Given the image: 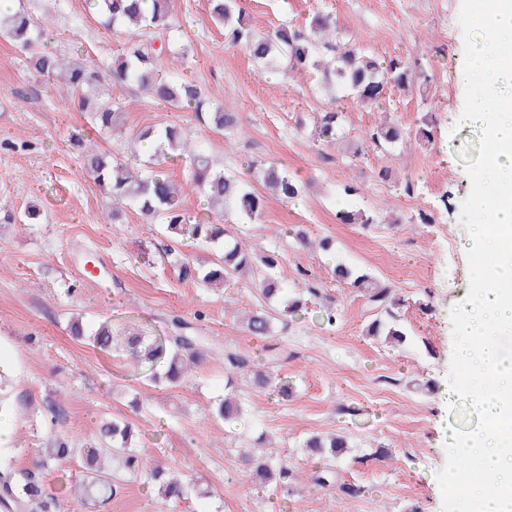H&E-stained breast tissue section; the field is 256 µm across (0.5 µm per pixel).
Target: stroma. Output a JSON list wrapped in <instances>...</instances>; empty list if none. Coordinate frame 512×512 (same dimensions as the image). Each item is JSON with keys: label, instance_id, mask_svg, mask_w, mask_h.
<instances>
[{"label": "stroma", "instance_id": "1", "mask_svg": "<svg viewBox=\"0 0 512 512\" xmlns=\"http://www.w3.org/2000/svg\"><path fill=\"white\" fill-rule=\"evenodd\" d=\"M48 17L45 49L66 58L106 64L124 43L87 11L86 0H23ZM461 0H244L250 24L272 31L288 21L308 26L312 16L336 20L341 42L379 58L416 65L412 91L391 92L382 108L342 98L343 134L334 144L308 133L330 94L318 74L292 79L261 73L244 51L226 47L206 0H174L189 47L179 71L195 79L225 111L241 113L232 135L203 128L191 113L156 103L136 86L101 79L98 93L121 105L117 133H101L93 115L61 102L52 81L29 72L24 52L0 36V343L15 354L12 407L18 418L5 453L16 468L30 467L38 449L55 438L82 446L101 420L133 424L139 445L166 466L197 479L199 491L167 512H440L436 478L446 462V429L460 420L443 399L451 389L453 335L449 314L469 287L468 232L460 220L470 191L465 158H477L479 130L462 122L464 42ZM417 129L430 118L434 138L389 148L363 143L383 114ZM185 126L194 143L225 171L245 176L248 160L275 162L302 183L285 204L268 197L260 221L240 235L257 255L277 259L286 283L305 281L302 315L277 323L272 337L284 351L274 369L292 395L280 401L235 376L244 402L241 419L227 423L203 412L224 392V361L210 356L179 385L146 389L136 368L77 341L74 320L86 328L111 319L116 333L153 335L172 319L189 321L195 335L217 346L250 349L264 357L233 317L261 296L248 281L224 289L180 280L163 225L149 224L133 207L113 210L69 142L84 132L114 157L130 156V139L163 123ZM353 195H345V186ZM43 213L20 224L26 207ZM341 210H360L370 225L341 224ZM330 237L331 252L300 245L286 228ZM95 261L92 281L78 279ZM342 263L391 285L409 340L391 346L364 336L374 312L361 293L336 280ZM336 309L335 324L322 323ZM338 433L349 443L335 462L337 487L314 485L321 460L301 444L314 433ZM278 445L287 488L262 490L251 481L240 448L258 435ZM352 485L357 495L341 492Z\"/></svg>", "mask_w": 512, "mask_h": 512}]
</instances>
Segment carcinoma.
<instances>
[{
	"instance_id": "obj_1",
	"label": "carcinoma",
	"mask_w": 512,
	"mask_h": 512,
	"mask_svg": "<svg viewBox=\"0 0 512 512\" xmlns=\"http://www.w3.org/2000/svg\"><path fill=\"white\" fill-rule=\"evenodd\" d=\"M91 16L103 27L126 34L127 41L106 65L108 78L119 85H136L152 94L156 101L175 109L193 113L195 120L216 132L231 133L240 122V115L226 112L212 103L201 86L193 79H174L163 69L162 56L182 60L187 50L174 49L172 0H87ZM210 18L224 27L225 44L245 50L258 67L266 73H306L310 70L322 75L329 91L342 90L356 103L378 105L387 91H405L413 82L412 68L400 58L377 59L360 48L336 40L330 16L315 14L309 29H294L284 23L263 34L255 31L246 18L240 0H207ZM49 22L36 18L20 7L0 18V33L9 37L28 53L29 69L36 74L61 80L59 90L66 99H75L81 109L91 108L100 130L117 127L121 107L99 97H91L92 84L98 72L86 64L71 63L40 48ZM342 112L336 107L323 112L312 130L313 139L322 144L336 140ZM411 137L397 123H385L369 133V140L377 147L396 144ZM159 141L156 151L141 172L135 173L121 162L87 142L80 132L70 140L83 153L84 163L94 182L119 201H126L147 220L165 224L172 241L183 246L202 242L212 246L207 264L195 267L178 264L179 277L199 280L212 285H224L239 279L263 265L273 268L274 260L259 257L240 239L237 225L259 220L266 207V196L224 172V167L206 151L199 149L185 135V130L173 123L148 126L140 131L138 140ZM183 159L189 165L188 181L193 190L204 197V210L222 211L234 216L225 224H213L199 216H190L182 205V189L169 176L166 163ZM248 169L259 170L264 188L284 203L301 194V184L287 170L274 163L247 162ZM337 279L350 282L366 299L376 317L367 328L369 336H383L399 344L407 341L406 332L399 323L395 307L399 300L390 288L367 273H356L350 267L338 264L334 268ZM254 287L266 305L237 316L244 332L266 339L273 332V313L282 317L296 316L303 311V301L291 294L277 277L265 274L254 280ZM186 322L176 319L171 332L164 336H127L117 341L112 323L103 320L90 337L100 351L120 352L139 369L148 371L154 385L175 384L191 370L203 355L214 352L199 336L188 333ZM224 362L233 373L250 376L259 388L272 387L277 395L288 398L286 384L275 382L269 367L257 362L256 356L246 350L226 347ZM209 413L220 419L234 421L244 414L243 404L227 389L224 398ZM100 446L73 448L64 440H56L45 448L38 458L36 469H58L68 461H79L85 473L74 485V493L86 500L105 502L116 494L117 482L107 472L109 459L122 461L123 468L134 474L141 472L158 487L156 498L161 504L171 503L187 496L188 485L169 473L158 461L136 444L133 426L114 418L100 427ZM315 454H327L330 462L314 477V484L322 489L335 486V468L332 460L341 455L347 441L340 435L322 438L312 435L303 444ZM274 447L259 453L244 452L242 458L255 480L267 485L281 486L288 480V468L272 462ZM0 507L5 512H63L61 500L49 492L45 484L30 471H18L12 460H0Z\"/></svg>"
}]
</instances>
